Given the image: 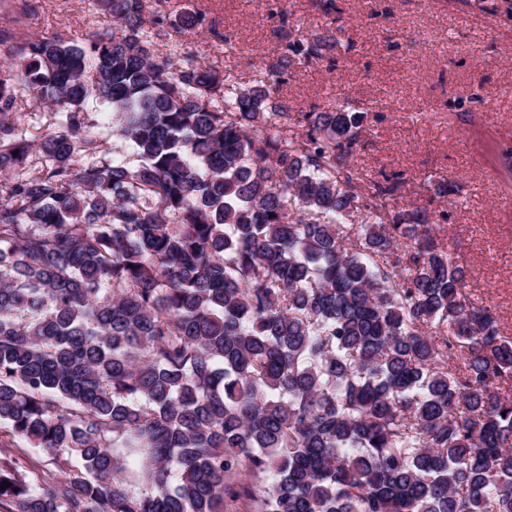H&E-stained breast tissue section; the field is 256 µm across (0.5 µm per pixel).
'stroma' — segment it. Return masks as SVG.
Returning a JSON list of instances; mask_svg holds the SVG:
<instances>
[{
  "instance_id": "obj_1",
  "label": "stroma",
  "mask_w": 512,
  "mask_h": 512,
  "mask_svg": "<svg viewBox=\"0 0 512 512\" xmlns=\"http://www.w3.org/2000/svg\"><path fill=\"white\" fill-rule=\"evenodd\" d=\"M456 0H163L149 29L162 50L226 68L238 83L274 64L284 44L318 34L325 58L291 66L279 96L292 115L348 106L367 115L351 167L399 173L401 206L443 213L448 251L468 289L512 337V24ZM23 30L86 42L111 26L98 0H24ZM198 13L201 28L177 18ZM233 52H225V43ZM459 187L456 205L440 180Z\"/></svg>"
}]
</instances>
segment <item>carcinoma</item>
Returning <instances> with one entry per match:
<instances>
[{"label":"carcinoma","instance_id":"1","mask_svg":"<svg viewBox=\"0 0 512 512\" xmlns=\"http://www.w3.org/2000/svg\"><path fill=\"white\" fill-rule=\"evenodd\" d=\"M99 2L84 45L0 28V424L50 461L1 442L0 508L512 512V337L402 175L352 172L366 113L275 96L328 42L241 85ZM25 101L58 131L26 138ZM107 107L102 103H91L88 109V121L86 131L89 135L99 139H107L112 148L122 155L130 156L132 149L128 142L112 138L111 119L107 113Z\"/></svg>","mask_w":512,"mask_h":512}]
</instances>
